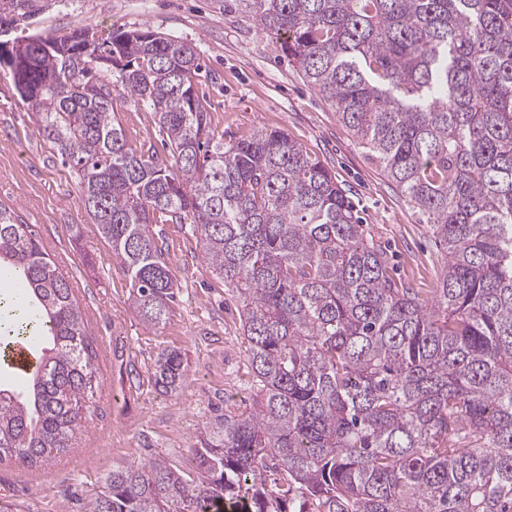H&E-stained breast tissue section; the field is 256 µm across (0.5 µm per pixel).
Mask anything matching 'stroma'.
<instances>
[{
	"instance_id": "35a3bbf8",
	"label": "stroma",
	"mask_w": 512,
	"mask_h": 512,
	"mask_svg": "<svg viewBox=\"0 0 512 512\" xmlns=\"http://www.w3.org/2000/svg\"><path fill=\"white\" fill-rule=\"evenodd\" d=\"M78 23L106 32L147 28L195 46L202 63L195 90L215 136L285 130L346 190L369 236L386 248L393 279L425 294L435 287L437 248L417 209L289 62L282 39L239 14L234 0H67L9 37H58ZM116 108L130 144L157 143L147 106L121 99ZM78 195L75 172L39 136L31 107L0 65V204L31 224L53 259H67L63 272L88 317L108 390L65 461L30 469L0 463V491L19 512H83L117 464L159 456L187 468V450L213 407L243 412L253 398L238 301L187 225L152 227L179 286L166 322L154 328L134 310L122 264ZM165 349L180 350L187 370L183 386L168 395L152 379Z\"/></svg>"
}]
</instances>
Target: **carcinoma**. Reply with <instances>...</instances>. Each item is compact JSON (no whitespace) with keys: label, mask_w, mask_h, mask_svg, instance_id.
<instances>
[{"label":"carcinoma","mask_w":512,"mask_h":512,"mask_svg":"<svg viewBox=\"0 0 512 512\" xmlns=\"http://www.w3.org/2000/svg\"><path fill=\"white\" fill-rule=\"evenodd\" d=\"M57 0H0V24ZM336 108L430 225V296L397 283L346 191L281 129L215 139L193 46L77 26L0 52L37 131L77 171L80 203L121 259L141 320L176 298L154 224H189L240 301L254 397L188 449L112 467L86 512H512V0H235ZM119 70L115 95L101 69ZM94 66H89V63ZM154 112L168 160L127 143L116 96ZM0 271L24 283L3 339H38L0 385V463L67 455L96 411L99 355L68 279L0 206ZM184 380L165 349L155 387Z\"/></svg>","instance_id":"cac0c4a2"}]
</instances>
